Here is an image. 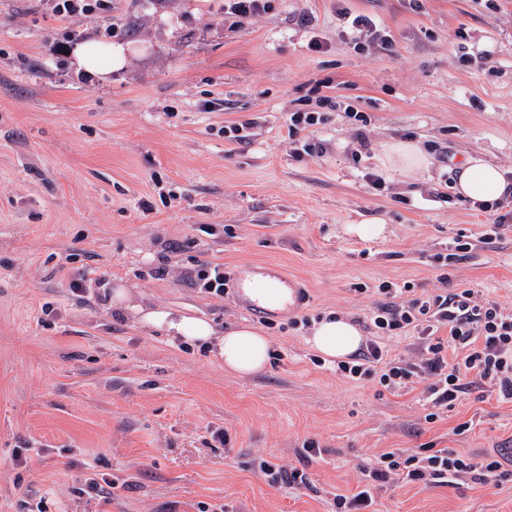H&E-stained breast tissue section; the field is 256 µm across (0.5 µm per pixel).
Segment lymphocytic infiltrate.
I'll return each mask as SVG.
<instances>
[{"mask_svg": "<svg viewBox=\"0 0 512 512\" xmlns=\"http://www.w3.org/2000/svg\"><path fill=\"white\" fill-rule=\"evenodd\" d=\"M445 293L429 298L402 300L401 289L379 286L371 322L377 338L368 340L351 361H341L336 372L360 380L377 377L382 386L398 388L412 378L403 360L388 355L385 338L412 330L421 340L427 400L441 410L455 405L471 385L490 386L512 399V314L499 304L478 299L473 289L449 287V275H442ZM498 455L474 458L448 449L426 446L412 454L394 449L374 457L364 467L365 483L354 494L335 495L336 512H368L373 492L396 480L423 481L445 486L468 476L481 483H501L512 478Z\"/></svg>", "mask_w": 512, "mask_h": 512, "instance_id": "f902f5d3", "label": "lymphocytic infiltrate"}]
</instances>
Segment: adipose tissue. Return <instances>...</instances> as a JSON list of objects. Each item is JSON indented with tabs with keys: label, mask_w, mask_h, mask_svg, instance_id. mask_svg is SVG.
<instances>
[{
	"label": "adipose tissue",
	"mask_w": 512,
	"mask_h": 512,
	"mask_svg": "<svg viewBox=\"0 0 512 512\" xmlns=\"http://www.w3.org/2000/svg\"><path fill=\"white\" fill-rule=\"evenodd\" d=\"M74 65L98 78H106L123 63L121 49L90 40L76 46ZM512 183L503 170L479 157L468 159L456 182L457 193L465 199L492 202L504 197ZM113 307L131 311L143 324L166 330L193 344L210 346L224 361V369L235 376H248L264 370L269 361L270 343L259 330L242 326L217 334L204 319L176 315L162 308L131 303L126 288L115 287L109 297ZM362 342L357 325L344 317H327L315 323L309 337L311 347L329 359H343L355 352Z\"/></svg>",
	"instance_id": "adipose-tissue-1"
}]
</instances>
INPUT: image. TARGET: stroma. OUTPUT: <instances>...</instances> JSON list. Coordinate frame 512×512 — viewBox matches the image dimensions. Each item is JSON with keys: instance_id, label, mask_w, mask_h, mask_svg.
Masks as SVG:
<instances>
[{"instance_id": "obj_1", "label": "stroma", "mask_w": 512, "mask_h": 512, "mask_svg": "<svg viewBox=\"0 0 512 512\" xmlns=\"http://www.w3.org/2000/svg\"><path fill=\"white\" fill-rule=\"evenodd\" d=\"M342 8L390 47H355ZM92 36L124 49L108 79L71 65ZM295 112L321 121L289 136ZM241 124L245 139L230 136ZM398 141L427 171L386 163ZM470 156L512 179V0H267L245 24L225 0H100L71 16L0 0V512H333L379 453L512 448V400L475 386L429 422L423 384L350 380L307 343L330 314L370 336L382 283L442 293L434 257L458 239L471 248L449 266L454 287L512 313V227L489 237L494 213L455 191ZM374 217L384 238L350 233ZM209 263L285 274L299 303L252 317L190 283ZM119 284L145 306L259 329L267 367L229 375L116 315L103 290ZM262 459L309 487L269 485ZM89 477L111 485L83 494ZM373 508L512 512V482L393 483Z\"/></svg>"}]
</instances>
